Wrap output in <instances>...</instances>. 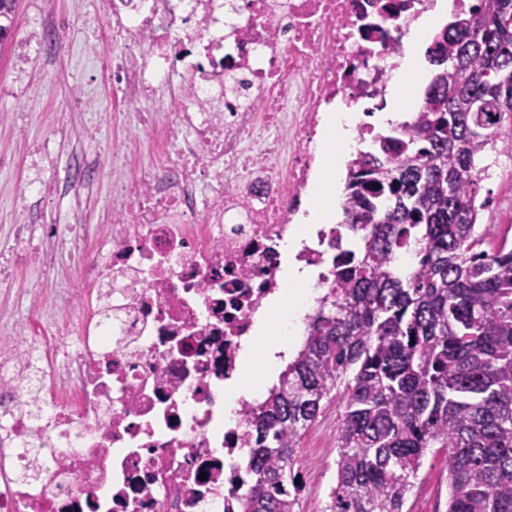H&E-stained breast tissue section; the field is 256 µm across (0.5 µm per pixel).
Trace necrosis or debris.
<instances>
[{
    "label": "necrosis or debris",
    "instance_id": "1",
    "mask_svg": "<svg viewBox=\"0 0 512 512\" xmlns=\"http://www.w3.org/2000/svg\"><path fill=\"white\" fill-rule=\"evenodd\" d=\"M435 0H114L99 37L137 128L122 143L107 250L51 239L50 264L77 259L99 307L63 294L72 328L51 346L73 400L25 404L24 364L44 333L24 326L0 364V512H237L250 443L238 397L244 348L274 315L292 261L331 285L348 225H316L296 255L281 244L306 216L316 147L337 106L395 108L407 38ZM183 71L185 83L173 82ZM158 101L175 118L145 111ZM158 165L140 168L144 152ZM42 450L37 484L15 480Z\"/></svg>",
    "mask_w": 512,
    "mask_h": 512
}]
</instances>
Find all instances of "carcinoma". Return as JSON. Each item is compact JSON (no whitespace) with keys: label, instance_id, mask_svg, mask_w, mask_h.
<instances>
[{"label":"carcinoma","instance_id":"carcinoma-1","mask_svg":"<svg viewBox=\"0 0 512 512\" xmlns=\"http://www.w3.org/2000/svg\"><path fill=\"white\" fill-rule=\"evenodd\" d=\"M435 38L414 121L352 165L355 245L265 400L240 512H297V448L329 403L327 512H404L425 454L448 460V512H512V245L485 250L476 184L512 150V0H476Z\"/></svg>","mask_w":512,"mask_h":512}]
</instances>
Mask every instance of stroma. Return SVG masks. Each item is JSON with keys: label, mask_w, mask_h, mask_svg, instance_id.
Returning <instances> with one entry per match:
<instances>
[{"label": "stroma", "mask_w": 512, "mask_h": 512, "mask_svg": "<svg viewBox=\"0 0 512 512\" xmlns=\"http://www.w3.org/2000/svg\"><path fill=\"white\" fill-rule=\"evenodd\" d=\"M112 0H17L15 17L40 28L53 18L70 24L65 42L46 52L11 39L0 51V156L15 158L13 166L0 167V253L19 252L27 244L45 243L47 226L58 225L69 234L75 224L85 225L93 239L108 238L112 229L113 183L118 176L112 153L131 131L133 123L115 100L112 80L99 69L112 46L94 32L107 19ZM80 85L94 106V113L75 110L68 93ZM96 121L98 134L87 140L82 129ZM58 145L57 160H44L42 174L51 185L49 194H23L34 148L44 141ZM97 164L96 184L81 194L79 211H71L63 195L69 177L86 164ZM479 199H490L481 221L493 225L488 245L498 234L512 230V161L501 160L492 177L478 184ZM80 284L76 263L49 267L35 261L11 266L0 280V348L11 342L12 328L32 310H39L46 324L67 319L59 291ZM343 406L332 401L302 440L299 450L302 490L297 512H324L335 484L336 421ZM448 463L444 454L429 451L407 500L406 512H446Z\"/></svg>", "instance_id": "35a3bbf8"}]
</instances>
